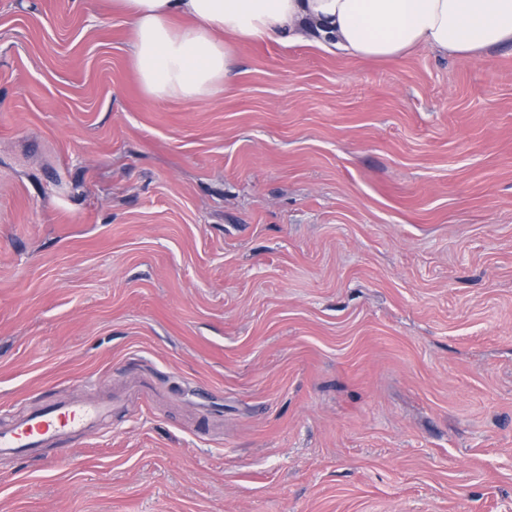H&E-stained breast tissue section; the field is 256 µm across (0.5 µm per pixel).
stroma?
<instances>
[{"instance_id": "35a3bbf8", "label": "stroma", "mask_w": 512, "mask_h": 512, "mask_svg": "<svg viewBox=\"0 0 512 512\" xmlns=\"http://www.w3.org/2000/svg\"><path fill=\"white\" fill-rule=\"evenodd\" d=\"M112 0H0V512H512V48L230 44L150 102ZM111 408L79 397L63 399L52 407L24 412L0 427V457L35 453L48 442L76 433H93L110 416Z\"/></svg>"}]
</instances>
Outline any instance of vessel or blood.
I'll return each mask as SVG.
<instances>
[{
	"label": "vessel or blood",
	"mask_w": 512,
	"mask_h": 512,
	"mask_svg": "<svg viewBox=\"0 0 512 512\" xmlns=\"http://www.w3.org/2000/svg\"><path fill=\"white\" fill-rule=\"evenodd\" d=\"M110 413L109 405L78 397L61 400L45 410L21 413L0 427V457L34 453L47 443L94 432Z\"/></svg>",
	"instance_id": "vessel-or-blood-1"
}]
</instances>
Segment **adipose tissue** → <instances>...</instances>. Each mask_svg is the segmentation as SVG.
<instances>
[{
  "label": "adipose tissue",
  "mask_w": 512,
  "mask_h": 512,
  "mask_svg": "<svg viewBox=\"0 0 512 512\" xmlns=\"http://www.w3.org/2000/svg\"><path fill=\"white\" fill-rule=\"evenodd\" d=\"M129 19V55L150 100H207L232 78L227 39L299 40L360 59L425 46L465 61L512 46V0H112ZM187 18L177 29L173 17Z\"/></svg>",
  "instance_id": "adipose-tissue-1"
}]
</instances>
